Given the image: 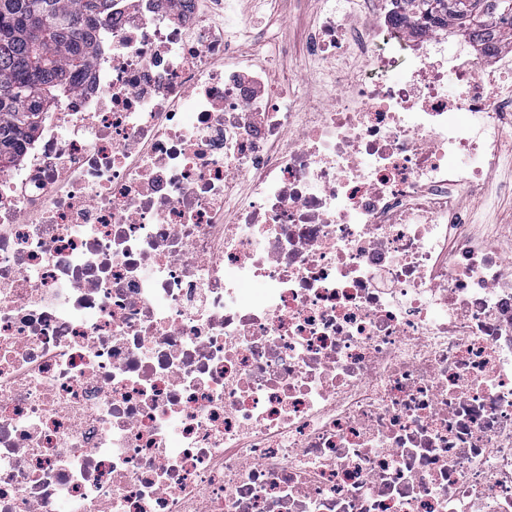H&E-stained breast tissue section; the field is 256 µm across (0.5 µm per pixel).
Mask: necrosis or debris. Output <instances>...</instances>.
I'll use <instances>...</instances> for the list:
<instances>
[{
	"instance_id": "obj_1",
	"label": "necrosis or debris",
	"mask_w": 512,
	"mask_h": 512,
	"mask_svg": "<svg viewBox=\"0 0 512 512\" xmlns=\"http://www.w3.org/2000/svg\"><path fill=\"white\" fill-rule=\"evenodd\" d=\"M236 9L112 0L0 169V512H512V46L322 0L298 95ZM501 181H511V161L506 155V162L499 169L495 180L488 184L483 197L488 205L481 199L468 197L465 200V210H478L481 224H512V194H499L497 184Z\"/></svg>"
}]
</instances>
